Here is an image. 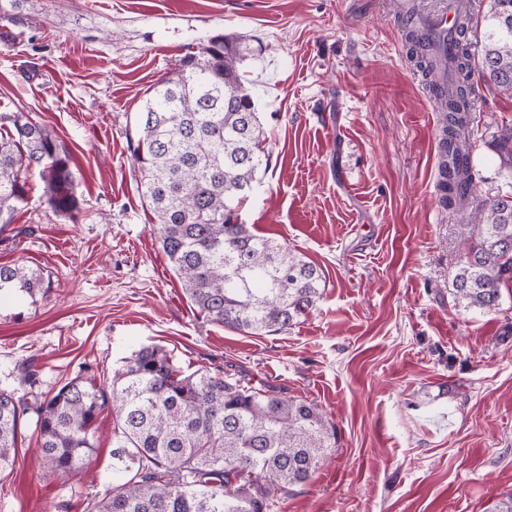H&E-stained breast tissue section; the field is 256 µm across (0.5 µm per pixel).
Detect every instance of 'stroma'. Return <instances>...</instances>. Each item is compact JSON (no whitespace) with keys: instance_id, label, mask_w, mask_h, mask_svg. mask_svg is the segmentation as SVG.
<instances>
[{"instance_id":"stroma-1","label":"stroma","mask_w":512,"mask_h":512,"mask_svg":"<svg viewBox=\"0 0 512 512\" xmlns=\"http://www.w3.org/2000/svg\"><path fill=\"white\" fill-rule=\"evenodd\" d=\"M396 2L0 0V113L29 115L71 151L83 207L75 223L53 213L33 171L0 232V264L50 283L0 299V389L53 391L85 366L101 383L156 344L185 371L242 372L313 401L335 425L330 460L275 512H495L512 493V290L494 311L453 295L466 232L438 201V114ZM222 33L253 51L243 69L272 141L240 217L325 282L280 333L230 330L192 306L127 150L145 90ZM475 84L473 210L512 187L498 145L512 94ZM95 428L89 464L64 477L23 420L0 512H92L112 478L114 414Z\"/></svg>"}]
</instances>
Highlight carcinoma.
Here are the masks:
<instances>
[{
	"label": "carcinoma",
	"instance_id": "carcinoma-1",
	"mask_svg": "<svg viewBox=\"0 0 512 512\" xmlns=\"http://www.w3.org/2000/svg\"><path fill=\"white\" fill-rule=\"evenodd\" d=\"M473 13L446 30L421 33L405 18V40L429 76L444 68L437 108L443 156L437 188L445 208L467 213L478 242L465 245L453 278L455 300L493 310L512 286V192L466 212L475 188L468 111L472 69L512 93V0H490L483 24ZM481 44L470 52L469 34ZM249 49L218 34L183 56L146 93L128 151L143 178L161 249L185 293L210 322L250 334L283 332L322 296V273L241 221L262 183L269 148L261 113L241 64ZM0 231L28 200L36 170L44 202L78 221L73 156L44 126L1 112ZM44 280L22 264L0 265V293L42 292ZM110 409L120 430L112 483L96 512H272L278 494L310 480L336 447V429L317 405L244 375L186 373L158 345H144L99 386L77 376L31 401L0 390V471L13 467L18 429L34 419L39 449L57 473H75L95 448L92 426Z\"/></svg>",
	"mask_w": 512,
	"mask_h": 512
}]
</instances>
